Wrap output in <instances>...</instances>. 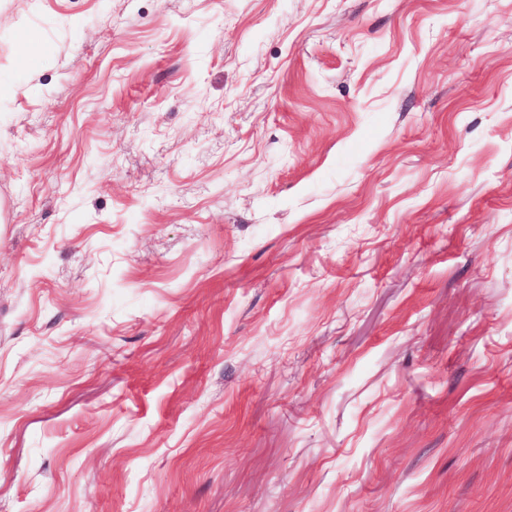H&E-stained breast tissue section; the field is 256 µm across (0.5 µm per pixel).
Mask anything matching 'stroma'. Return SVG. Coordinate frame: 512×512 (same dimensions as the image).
<instances>
[{"label": "stroma", "mask_w": 512, "mask_h": 512, "mask_svg": "<svg viewBox=\"0 0 512 512\" xmlns=\"http://www.w3.org/2000/svg\"><path fill=\"white\" fill-rule=\"evenodd\" d=\"M0 512H512V0H0Z\"/></svg>", "instance_id": "obj_1"}]
</instances>
